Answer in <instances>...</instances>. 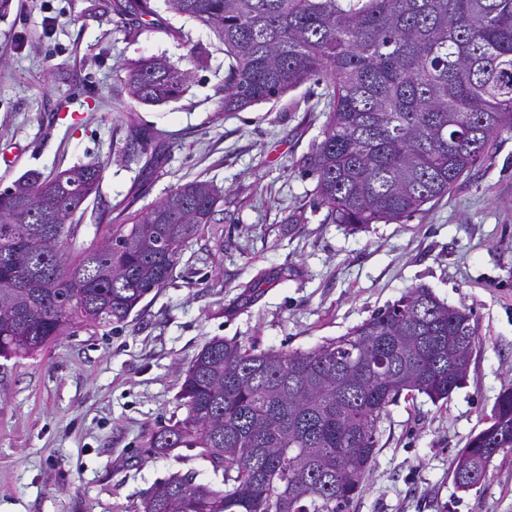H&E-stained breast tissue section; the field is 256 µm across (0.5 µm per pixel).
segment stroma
<instances>
[{
  "instance_id": "stroma-1",
  "label": "stroma",
  "mask_w": 512,
  "mask_h": 512,
  "mask_svg": "<svg viewBox=\"0 0 512 512\" xmlns=\"http://www.w3.org/2000/svg\"><path fill=\"white\" fill-rule=\"evenodd\" d=\"M90 5L12 0L0 14V191L30 170L101 162L81 244L114 233L96 223L100 210L144 212L195 179L222 190L224 206L125 323L0 357V512H140L175 474L223 488L198 449L150 451L154 433L185 417L180 376L203 345L309 350L420 286L469 308L479 342L446 403L418 395L389 407L351 512H512V453L472 489L452 476L512 386V135L411 218L333 224L304 163L326 121L327 79L228 112L224 46L210 27L164 11L132 40L120 16ZM160 55L188 72L187 89L160 105L130 98L131 65ZM138 131L154 135L157 166L133 145Z\"/></svg>"
}]
</instances>
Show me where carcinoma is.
Masks as SVG:
<instances>
[{
	"label": "carcinoma",
	"mask_w": 512,
	"mask_h": 512,
	"mask_svg": "<svg viewBox=\"0 0 512 512\" xmlns=\"http://www.w3.org/2000/svg\"><path fill=\"white\" fill-rule=\"evenodd\" d=\"M224 43V111L326 76L327 120L306 157L317 204L361 229L407 219L450 192L494 138L512 133V0H163ZM131 38L155 0H100ZM187 73L163 58L131 68L129 95L178 96ZM100 163L29 171L0 192V357L27 356L78 327L125 322L172 276L183 246L215 223L224 195L207 181L129 212L103 243L73 246ZM471 310L415 287L347 335L307 351L208 341L182 373L184 419L151 450L197 448L224 489L175 475L143 512H350L370 474L379 423L401 396L448 401L471 364ZM512 430V388L489 416ZM512 451L479 432L454 459L467 490Z\"/></svg>",
	"instance_id": "obj_1"
}]
</instances>
